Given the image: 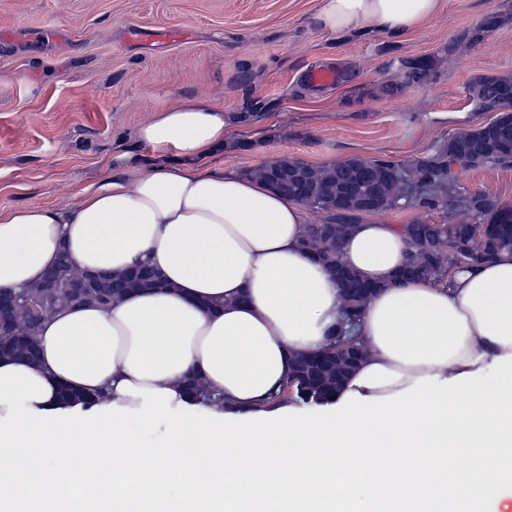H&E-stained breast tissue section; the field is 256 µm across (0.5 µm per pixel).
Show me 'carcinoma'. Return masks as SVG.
I'll use <instances>...</instances> for the list:
<instances>
[{"label":"carcinoma","instance_id":"obj_1","mask_svg":"<svg viewBox=\"0 0 512 512\" xmlns=\"http://www.w3.org/2000/svg\"><path fill=\"white\" fill-rule=\"evenodd\" d=\"M430 72L425 58L410 60L407 81L419 82ZM469 97L483 105V111L496 117L437 145L430 153L407 161L369 160L367 166L355 168L347 160L326 168L298 166L283 161L250 172L255 178L271 183L275 173L282 175L283 194L323 213V223L306 227L302 245L306 251L337 274L345 310V323L360 320L374 286L340 263L341 244L361 214L353 205L339 206L344 195L377 194L380 210L419 206L430 211L461 208L470 214L495 223L502 207L488 193H457L460 173L481 166H512V77L480 78L469 86ZM411 242L406 277L447 283L452 270L471 267L492 260L498 253L512 250V227L485 233L470 223L406 224ZM54 286L44 282L21 288L13 293L17 312L6 325L0 324V358L33 359L36 336L42 320L50 314L72 306H97L108 309L126 294L161 280L149 281L137 270L107 276H93L79 271L70 261L55 267ZM85 285L83 298L76 300L73 287ZM344 330L338 329L329 346L320 353L291 357L288 378L273 402L322 403L336 395L349 373L365 356L361 347L338 357L333 348L345 343Z\"/></svg>","mask_w":512,"mask_h":512}]
</instances>
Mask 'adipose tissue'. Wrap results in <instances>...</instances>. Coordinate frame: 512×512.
<instances>
[{
	"instance_id": "obj_1",
	"label": "adipose tissue",
	"mask_w": 512,
	"mask_h": 512,
	"mask_svg": "<svg viewBox=\"0 0 512 512\" xmlns=\"http://www.w3.org/2000/svg\"><path fill=\"white\" fill-rule=\"evenodd\" d=\"M443 0H318L324 33L398 36ZM240 115L182 99L76 204L0 215V289L60 251L86 272L147 266L165 285L52 314L38 358L0 359V512H486L512 503V252L402 276L400 225L363 220L341 258L376 284L365 358L322 409L273 406L295 353L343 320L341 288L302 246L304 206L233 169H204ZM223 397L195 416L184 391ZM79 402L61 405V388ZM100 396L84 417L85 396ZM165 423L163 441L144 434Z\"/></svg>"
}]
</instances>
